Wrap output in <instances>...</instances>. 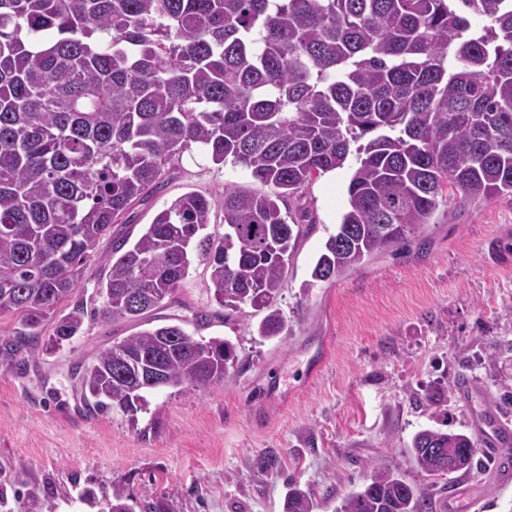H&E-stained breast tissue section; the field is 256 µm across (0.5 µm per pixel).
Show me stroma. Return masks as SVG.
Masks as SVG:
<instances>
[{
	"mask_svg": "<svg viewBox=\"0 0 512 512\" xmlns=\"http://www.w3.org/2000/svg\"><path fill=\"white\" fill-rule=\"evenodd\" d=\"M355 168L348 159L290 204L312 225L277 300L288 331L260 336V312L220 307L198 259L173 302L153 312L152 324L231 341L235 361L224 384L163 388L137 411H99L84 403L72 366L134 333V324L89 319L59 349L10 357L20 318L0 314V512H23L31 494L41 512H97L83 492L116 485L133 502L159 500L172 512H283L291 482L312 495L315 512H333L377 465L400 466L428 486L406 447L427 427L471 432L456 394L460 377L479 380L487 400L512 416V268L493 267L485 249L489 239H512V200L453 196L411 242L366 257L335 282H312ZM250 182L232 163L184 153L165 188L111 236L137 240L183 193L213 196ZM275 377L302 391L266 409ZM270 456L279 465L267 470ZM452 488L473 499L471 512H512V481L495 470Z\"/></svg>",
	"mask_w": 512,
	"mask_h": 512,
	"instance_id": "obj_1",
	"label": "stroma"
}]
</instances>
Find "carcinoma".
<instances>
[{"label": "carcinoma", "mask_w": 512, "mask_h": 512, "mask_svg": "<svg viewBox=\"0 0 512 512\" xmlns=\"http://www.w3.org/2000/svg\"><path fill=\"white\" fill-rule=\"evenodd\" d=\"M486 20L472 26L471 17ZM197 149L260 188L186 192L129 248L112 242L94 317L135 321L173 298L200 256L216 302L277 307L302 235L280 205L318 177L358 166L347 206L311 273L334 281L430 223L450 191L512 198V0H0V313L16 346L77 336L88 315L58 306L112 225L165 186ZM224 211V233H208ZM121 348L161 378L134 384ZM227 340L178 324L136 332L75 367L85 402L134 410L144 393L209 388L234 361ZM464 433L428 428L408 448L436 483L482 465ZM108 512H131L112 487ZM288 484L283 512H314ZM400 468L376 466L334 512H436Z\"/></svg>", "instance_id": "1"}]
</instances>
